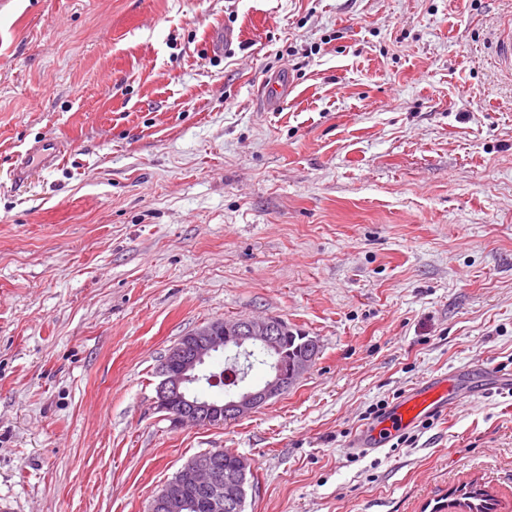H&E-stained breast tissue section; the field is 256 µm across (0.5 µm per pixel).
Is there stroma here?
Returning a JSON list of instances; mask_svg holds the SVG:
<instances>
[{"mask_svg": "<svg viewBox=\"0 0 512 512\" xmlns=\"http://www.w3.org/2000/svg\"><path fill=\"white\" fill-rule=\"evenodd\" d=\"M510 29L512 0H0V501L147 512L227 448L245 512H449L472 481L512 512ZM251 317L315 337L308 371L174 424L168 350ZM458 370L472 396L414 444L350 450ZM237 42H240V37L230 28L213 29L208 38L209 49L214 54L224 53V50L231 49Z\"/></svg>", "mask_w": 512, "mask_h": 512, "instance_id": "1", "label": "stroma"}]
</instances>
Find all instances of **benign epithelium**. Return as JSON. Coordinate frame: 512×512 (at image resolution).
<instances>
[{"mask_svg":"<svg viewBox=\"0 0 512 512\" xmlns=\"http://www.w3.org/2000/svg\"><path fill=\"white\" fill-rule=\"evenodd\" d=\"M283 324L272 317L241 319L235 323L213 321L183 338L164 357L156 385L158 407L173 422L196 426L221 425L252 413L269 400L288 391L309 368L318 350V342L307 340L309 353L290 364L279 361L275 371L259 386L244 389L220 403H213L194 394L193 385L201 380L199 368L219 350L245 353L249 348L263 349L280 357L284 336ZM250 461L242 455L222 464L221 450L200 452L181 466L175 477L153 497L148 512H187L184 486L188 483L209 495L211 512H241L250 489L247 475Z\"/></svg>","mask_w":512,"mask_h":512,"instance_id":"obj_1","label":"benign epithelium"}]
</instances>
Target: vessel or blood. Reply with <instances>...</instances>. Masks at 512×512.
<instances>
[{"label": "vessel or blood", "instance_id": "1", "mask_svg": "<svg viewBox=\"0 0 512 512\" xmlns=\"http://www.w3.org/2000/svg\"><path fill=\"white\" fill-rule=\"evenodd\" d=\"M463 380L464 375L459 372L451 377L440 375L414 387L376 423L362 428L352 442L353 447L382 445L392 436L418 425L425 417L447 410L449 404L458 402Z\"/></svg>", "mask_w": 512, "mask_h": 512}]
</instances>
